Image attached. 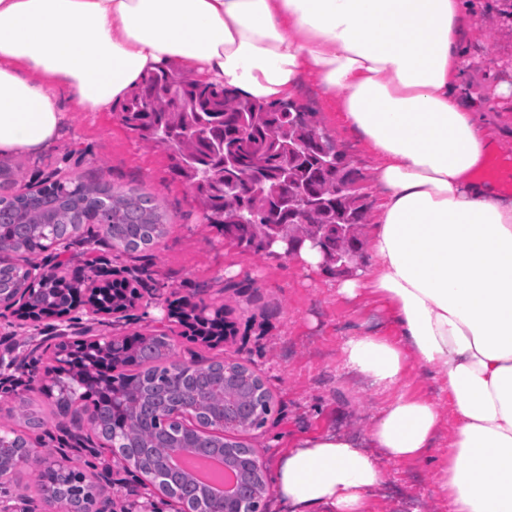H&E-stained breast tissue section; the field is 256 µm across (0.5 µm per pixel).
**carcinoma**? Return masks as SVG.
Listing matches in <instances>:
<instances>
[{
  "label": "carcinoma",
  "mask_w": 512,
  "mask_h": 512,
  "mask_svg": "<svg viewBox=\"0 0 512 512\" xmlns=\"http://www.w3.org/2000/svg\"><path fill=\"white\" fill-rule=\"evenodd\" d=\"M126 126L149 145L168 151L176 175L194 191L207 223L224 228V237L260 255L274 246L296 249L320 239L316 249L331 271L350 273L342 264L361 253L360 226L368 215V194L356 186L344 157L334 160L333 142L318 132L309 112L296 122L279 104L241 97L202 81L173 65L147 72L120 103ZM20 165L0 159V246L33 255L85 224L125 252L154 245L167 233L163 206L151 195L120 190L95 179L64 178L34 192H12ZM12 268H0V289L26 288ZM78 282L59 283L43 293V310L69 302ZM136 291L112 288V305L126 308ZM190 324L204 343L225 333L224 308L207 311L183 304L171 312ZM123 368L113 374L115 367ZM78 382L92 376L100 387L98 405L86 426L99 436L125 428L123 459L164 496L194 512H208L213 495L191 475L174 470L176 450L220 454L236 463L246 447L239 434L264 425L272 396L261 379L239 362H189L173 358L165 333H139L120 359L105 355L92 371L81 368ZM180 405L193 418L182 425L170 417ZM12 424L0 425V472L12 473L28 449V432L43 418L28 402L8 410ZM75 470L48 465L37 471L34 486L70 494L76 503L93 495L95 485L73 484ZM245 496L265 491L262 479L242 475Z\"/></svg>",
  "instance_id": "cac0c4a2"
}]
</instances>
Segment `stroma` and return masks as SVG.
Masks as SVG:
<instances>
[{"instance_id": "35a3bbf8", "label": "stroma", "mask_w": 512, "mask_h": 512, "mask_svg": "<svg viewBox=\"0 0 512 512\" xmlns=\"http://www.w3.org/2000/svg\"><path fill=\"white\" fill-rule=\"evenodd\" d=\"M501 0H478L476 22L467 35L475 69L466 74L463 95L479 96L496 84L512 85V31L496 10ZM297 106L315 113L324 134L335 141L357 172L360 185L373 187L372 162L366 146L339 122L334 97L307 78ZM65 114L59 138L43 151L12 153L25 177L21 188H36L69 177L96 178L120 188L155 195L163 204L168 231L153 248L123 253L92 235L69 252V271L103 280H128L138 291L134 307L118 325L92 327L93 334L130 336L154 331L189 297L207 305H225L233 332L224 344L206 347L178 338L176 355L184 361L235 360L258 374L270 390L275 410L266 425L245 434V442L274 467L297 438L332 431L364 438L384 395L348 374L340 347L346 337L377 331L389 333L388 312L366 296L348 301L337 295L330 274L305 271L291 257L259 256L225 239L223 228L206 223L192 188L172 172L169 154L147 146L122 121L119 112H80L62 101ZM13 351L22 364L0 380V423L22 400L49 411L42 393L45 370L54 363L38 330L20 327L16 318L0 320V352ZM35 453L53 449V459L92 475L97 500L110 512L123 503L141 504L144 512H176L146 484L142 475L100 448L75 447L58 420L47 419L31 435ZM34 469L21 466L18 479L0 484V502L19 512H47L31 486ZM431 469L422 463H389L373 512H448L445 499L431 493Z\"/></svg>"}]
</instances>
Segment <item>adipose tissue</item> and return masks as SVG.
Listing matches in <instances>:
<instances>
[{
  "mask_svg": "<svg viewBox=\"0 0 512 512\" xmlns=\"http://www.w3.org/2000/svg\"><path fill=\"white\" fill-rule=\"evenodd\" d=\"M474 18L471 0H0V152L51 145L61 95L108 112L170 63L266 102L315 76L369 150L374 269L336 293L388 309L393 336L342 346L346 369L388 399L365 440L289 444L271 474L284 512H372L385 464L410 461L434 463L448 512H512V198L475 177L512 89L463 101ZM411 362L435 371L447 413L397 394Z\"/></svg>",
  "mask_w": 512,
  "mask_h": 512,
  "instance_id": "obj_1",
  "label": "adipose tissue"
}]
</instances>
